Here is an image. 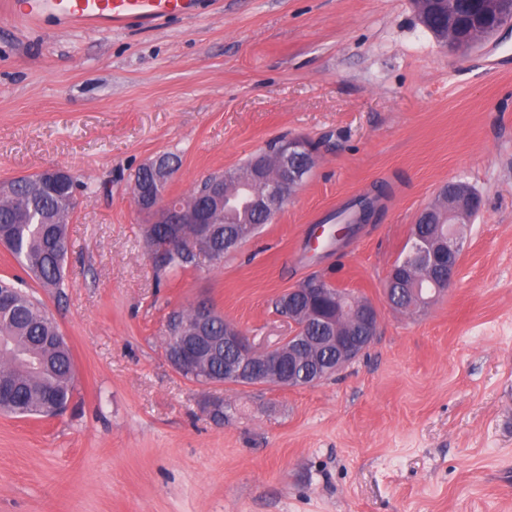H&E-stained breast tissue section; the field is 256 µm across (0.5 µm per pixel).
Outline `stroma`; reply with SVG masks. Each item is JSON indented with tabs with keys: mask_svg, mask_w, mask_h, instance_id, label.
<instances>
[{
	"mask_svg": "<svg viewBox=\"0 0 512 512\" xmlns=\"http://www.w3.org/2000/svg\"><path fill=\"white\" fill-rule=\"evenodd\" d=\"M512 24L444 47L412 0H208L120 32L0 22V183L46 166L86 182L59 291L26 280L67 341L75 393L50 419L0 415V512H512ZM302 136L316 165L256 236L157 275L132 174L180 157L172 198ZM482 197L453 287L423 308L383 288L418 212ZM379 196L340 245L308 237ZM370 300L369 348L311 387H238L168 363L175 310L208 300L273 344L274 301L308 275ZM223 403L224 417L213 416Z\"/></svg>",
	"mask_w": 512,
	"mask_h": 512,
	"instance_id": "35a3bbf8",
	"label": "stroma"
}]
</instances>
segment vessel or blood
<instances>
[{
	"label": "vessel or blood",
	"mask_w": 512,
	"mask_h": 512,
	"mask_svg": "<svg viewBox=\"0 0 512 512\" xmlns=\"http://www.w3.org/2000/svg\"><path fill=\"white\" fill-rule=\"evenodd\" d=\"M204 0H0V18L19 28L54 21L72 29L123 30L198 17Z\"/></svg>",
	"instance_id": "obj_1"
}]
</instances>
